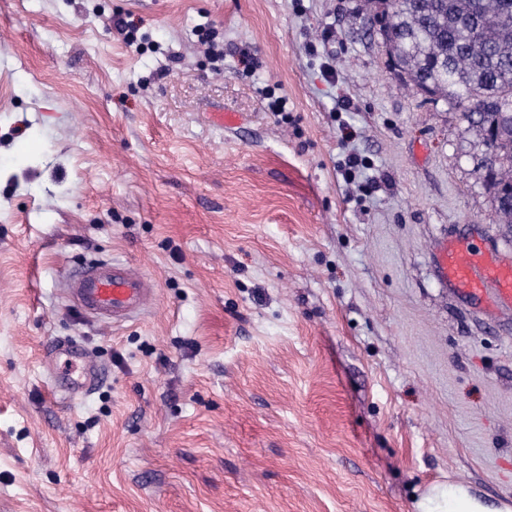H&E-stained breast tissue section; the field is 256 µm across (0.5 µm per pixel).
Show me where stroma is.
Returning <instances> with one entry per match:
<instances>
[{
	"instance_id": "stroma-1",
	"label": "stroma",
	"mask_w": 512,
	"mask_h": 512,
	"mask_svg": "<svg viewBox=\"0 0 512 512\" xmlns=\"http://www.w3.org/2000/svg\"><path fill=\"white\" fill-rule=\"evenodd\" d=\"M487 154L364 0H0V512L511 505L512 309L437 262L512 258ZM93 261L141 269L149 311L89 319L63 285ZM64 339L105 380L56 399ZM416 512H502L472 496L463 485L428 486L415 503Z\"/></svg>"
}]
</instances>
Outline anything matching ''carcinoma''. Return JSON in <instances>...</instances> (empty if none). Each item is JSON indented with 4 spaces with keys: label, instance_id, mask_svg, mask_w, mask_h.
Masks as SVG:
<instances>
[{
    "label": "carcinoma",
    "instance_id": "1",
    "mask_svg": "<svg viewBox=\"0 0 512 512\" xmlns=\"http://www.w3.org/2000/svg\"><path fill=\"white\" fill-rule=\"evenodd\" d=\"M400 79L462 112L496 156L481 165L499 223L512 226V0H365Z\"/></svg>",
    "mask_w": 512,
    "mask_h": 512
}]
</instances>
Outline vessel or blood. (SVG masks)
I'll return each instance as SVG.
<instances>
[{
	"label": "vessel or blood",
	"instance_id": "b4317fda",
	"mask_svg": "<svg viewBox=\"0 0 512 512\" xmlns=\"http://www.w3.org/2000/svg\"><path fill=\"white\" fill-rule=\"evenodd\" d=\"M438 262L444 282L463 297L512 309V262L465 241L443 244ZM69 292L86 313L113 325L136 317L154 297L151 280L140 270L108 263L82 269L71 276ZM56 356L80 369L79 376L65 378L69 395L84 393L100 380V369L83 347L67 344L58 348Z\"/></svg>",
	"mask_w": 512,
	"mask_h": 512
}]
</instances>
